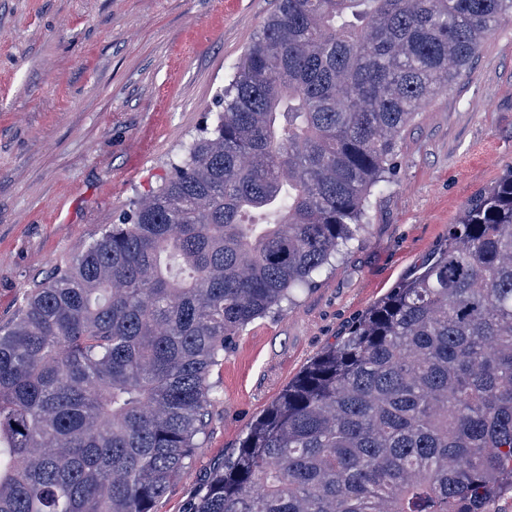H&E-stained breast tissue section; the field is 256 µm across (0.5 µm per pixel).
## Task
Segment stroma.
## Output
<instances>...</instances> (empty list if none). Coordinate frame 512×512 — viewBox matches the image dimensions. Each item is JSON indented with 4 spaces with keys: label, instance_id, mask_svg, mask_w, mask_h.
Masks as SVG:
<instances>
[{
    "label": "stroma",
    "instance_id": "stroma-1",
    "mask_svg": "<svg viewBox=\"0 0 512 512\" xmlns=\"http://www.w3.org/2000/svg\"><path fill=\"white\" fill-rule=\"evenodd\" d=\"M276 0H0V325L29 288L156 190ZM512 171V22L404 128L364 232L249 324L210 380L203 445L155 512L186 501L359 316Z\"/></svg>",
    "mask_w": 512,
    "mask_h": 512
}]
</instances>
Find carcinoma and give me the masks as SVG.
<instances>
[{"mask_svg":"<svg viewBox=\"0 0 512 512\" xmlns=\"http://www.w3.org/2000/svg\"><path fill=\"white\" fill-rule=\"evenodd\" d=\"M511 19L512 0H277L173 176L0 325V512H154L201 447L212 367L363 230L401 131ZM509 499L512 174L182 512Z\"/></svg>","mask_w":512,"mask_h":512,"instance_id":"cac0c4a2","label":"carcinoma"}]
</instances>
